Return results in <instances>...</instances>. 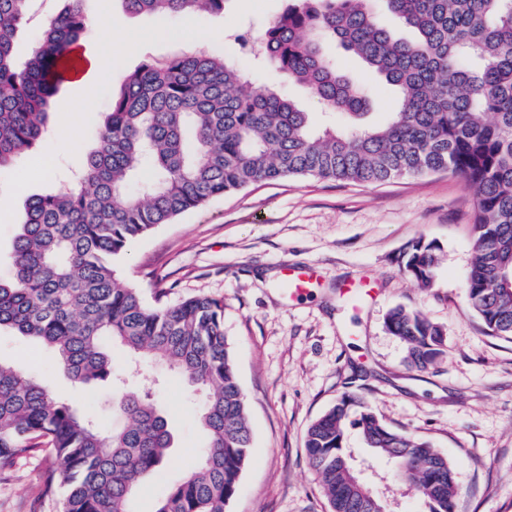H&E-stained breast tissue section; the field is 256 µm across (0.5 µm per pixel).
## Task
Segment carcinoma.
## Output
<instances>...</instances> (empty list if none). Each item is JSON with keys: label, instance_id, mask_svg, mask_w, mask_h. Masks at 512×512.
Listing matches in <instances>:
<instances>
[{"label": "carcinoma", "instance_id": "carcinoma-1", "mask_svg": "<svg viewBox=\"0 0 512 512\" xmlns=\"http://www.w3.org/2000/svg\"><path fill=\"white\" fill-rule=\"evenodd\" d=\"M225 2L123 0L132 15L222 14ZM385 2L414 39L395 37L372 0H291L266 23L255 51L251 29L234 35L259 63L354 123L314 127L291 99L249 85L239 66L203 50L162 64L147 60L110 91L111 110L76 185L26 203L11 273L0 277V328L52 348L78 383L112 381L110 346L120 344L141 360L165 363L202 397L206 446L154 512H224L249 460L252 430L224 334V302L199 295L150 306L120 279L114 261L213 198L285 178L378 184L446 171L476 200L466 300L490 335L512 339V0ZM30 4L0 0V169L46 132L52 99L91 27L83 0H67L20 64L13 45ZM329 42L397 89L385 123H357L370 94L325 52ZM146 166L153 176L141 181ZM439 260L440 247L422 238L403 252L406 272L423 287ZM386 327L407 345L412 368L425 370L446 353L443 326L418 311L395 308ZM354 402L345 395L311 423L306 459L331 512H379L380 501L355 491L359 472L347 448ZM115 408L125 425L109 429L39 377L0 363V471L41 449L57 466L42 471L40 492L62 495V512H130L131 496L160 473L173 437L150 389L116 392ZM353 425L394 462L426 512H455L447 458L388 429L369 409Z\"/></svg>", "mask_w": 512, "mask_h": 512}]
</instances>
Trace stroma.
I'll list each match as a JSON object with an SVG mask.
<instances>
[{
	"label": "stroma",
	"instance_id": "obj_1",
	"mask_svg": "<svg viewBox=\"0 0 512 512\" xmlns=\"http://www.w3.org/2000/svg\"><path fill=\"white\" fill-rule=\"evenodd\" d=\"M63 6V0L32 6L14 45L18 61L30 56L44 20ZM285 7L286 0H227L220 16H153L127 14L122 0H84L89 16L108 9L121 23L109 34L90 28L83 42L90 56L111 50L112 75L91 72L83 87L61 85L41 140L0 170V198L13 206L9 218L0 217V274L10 272L27 198L72 187V173L110 109L108 89L119 87L143 61L162 63L198 50L237 60L252 85L278 86L321 123V107L303 87L256 68L226 37L243 24L261 27ZM125 42L136 44L135 55H125ZM331 53L343 72L370 89L368 121L384 122L395 106L394 88L353 54L338 47ZM87 95L90 107L80 108ZM61 127L73 134L66 151L55 140ZM473 213L472 194L445 172L373 185L284 179L188 211L134 242L117 261L121 278L146 301L160 290L168 304L196 295L224 303V333L253 432L249 463L224 512H330L303 440L308 425L346 392L366 402L391 430L425 440L447 458L458 487L455 512H512V340L487 335L464 297ZM419 237L441 248L427 288L400 262L403 248ZM285 265L318 266L319 286L306 298L289 299L280 273ZM365 281L377 295L360 301L351 290ZM398 306L446 328L447 354L428 370L410 368L404 343L385 327L388 312ZM0 362L47 378L58 396L111 422L110 385L72 382L53 368L49 350L7 328L0 330ZM151 370L160 379L153 398L174 446L163 472L147 479L131 500V512H153L207 442L182 380L159 364ZM349 446L389 512H423L415 492L396 478L393 462L372 455L359 435H351ZM49 463L39 453L1 473L0 512H60L58 498L38 495L39 475Z\"/></svg>",
	"mask_w": 512,
	"mask_h": 512
}]
</instances>
